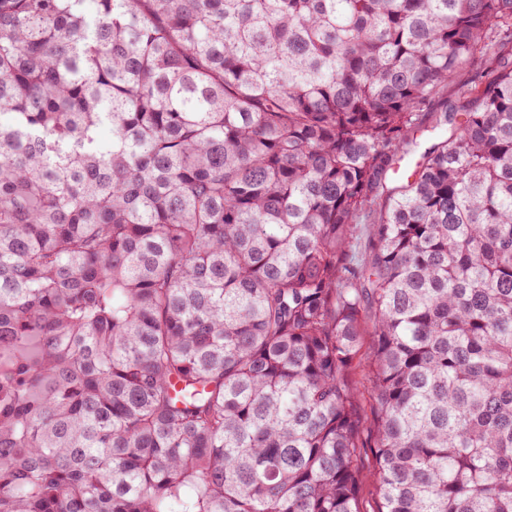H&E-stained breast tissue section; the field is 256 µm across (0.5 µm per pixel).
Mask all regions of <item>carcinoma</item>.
Listing matches in <instances>:
<instances>
[{"label": "carcinoma", "instance_id": "cac0c4a2", "mask_svg": "<svg viewBox=\"0 0 512 512\" xmlns=\"http://www.w3.org/2000/svg\"><path fill=\"white\" fill-rule=\"evenodd\" d=\"M509 39L512 0H0V512H358L367 334L378 512H512ZM474 71L471 69L468 72H464L462 75L456 77L455 80L448 83V89L445 93L437 98L429 107L428 114L424 117V124L428 126L424 131L418 132L417 135V145L411 146L416 150L413 154L409 156V159L416 160L419 156V153L422 152L426 147L431 144L440 141L441 139L436 137L434 133L430 131L429 126L434 124L435 116L439 112H444L448 108V112H464L469 105V97L461 93L460 86L461 84L470 79L474 75ZM416 147V148H415Z\"/></svg>", "mask_w": 512, "mask_h": 512}]
</instances>
